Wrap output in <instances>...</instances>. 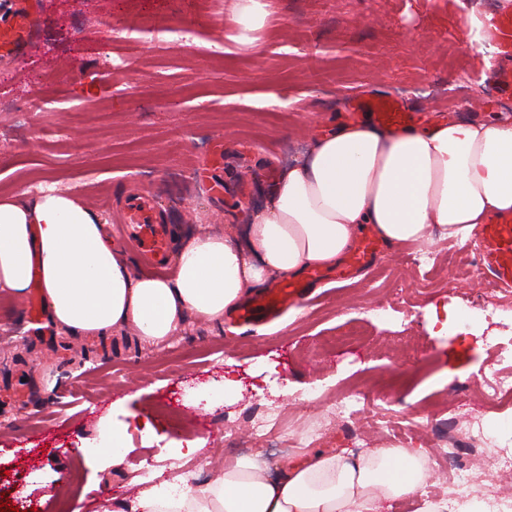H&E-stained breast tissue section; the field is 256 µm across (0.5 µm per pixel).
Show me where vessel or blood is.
I'll return each instance as SVG.
<instances>
[{"label": "vessel or blood", "mask_w": 512, "mask_h": 512, "mask_svg": "<svg viewBox=\"0 0 512 512\" xmlns=\"http://www.w3.org/2000/svg\"><path fill=\"white\" fill-rule=\"evenodd\" d=\"M37 2L14 0L10 15L0 20V52L15 54L27 43L34 25ZM357 106L380 127L399 129L412 125L415 120L413 112L391 97L363 98L358 100ZM113 231L128 241L145 268L157 273L164 271V246L171 230L159 223L149 205L137 201L131 203L127 210L114 214ZM385 249L384 242L375 234L366 235L345 258L343 274L352 275L372 266ZM476 250L484 274L494 277L500 283L512 284L511 215L499 216L481 225ZM307 293L306 283L283 281L242 306L237 313L238 321L246 327L269 324L288 309L300 306Z\"/></svg>", "instance_id": "obj_1"}]
</instances>
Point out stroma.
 Here are the masks:
<instances>
[{"mask_svg":"<svg viewBox=\"0 0 512 512\" xmlns=\"http://www.w3.org/2000/svg\"><path fill=\"white\" fill-rule=\"evenodd\" d=\"M269 4L244 44L224 28L234 0H39L24 53L0 56V191L56 182L107 221L137 191L178 237L240 233L318 133L345 123L354 98H396L422 122L463 101L475 118L488 104L512 110L500 84L512 60L492 35L469 43L473 23L489 27L512 0ZM109 18L124 30L103 27ZM33 92L45 112H25ZM423 250L437 256L428 273L413 263ZM478 267L473 243L437 236L388 249L361 279L314 285L301 317L259 331L192 319L159 345L129 331H40L25 300L0 295V494L22 512L129 503L145 488L143 466L169 467L175 444L197 439L199 484L245 453L275 474L306 450L419 443L433 453L430 498L446 496L433 422L456 416L512 443V403L478 391L499 368L485 336L512 349V324L477 317L450 321L444 336L429 329L432 307L484 303L495 282ZM377 304L387 317L368 319ZM228 377L238 393H224ZM317 381L368 392L370 411L388 419L384 434L358 441L336 426L330 400H309ZM257 407L276 412L297 446L225 447L215 416L243 429ZM135 416L150 430L125 439L121 467L99 469L88 450L101 427Z\"/></svg>","mask_w":512,"mask_h":512,"instance_id":"obj_1","label":"stroma"}]
</instances>
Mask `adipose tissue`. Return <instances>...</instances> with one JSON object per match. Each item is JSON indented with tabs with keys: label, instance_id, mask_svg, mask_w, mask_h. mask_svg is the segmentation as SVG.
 <instances>
[{
	"label": "adipose tissue",
	"instance_id": "obj_1",
	"mask_svg": "<svg viewBox=\"0 0 512 512\" xmlns=\"http://www.w3.org/2000/svg\"><path fill=\"white\" fill-rule=\"evenodd\" d=\"M444 117L424 126L345 124L317 137L289 166L243 235L198 234L180 243L169 277L132 273L105 222L58 184L31 196L0 193V293L39 285L50 324L70 336L132 329L147 342L176 334L188 316L223 323L267 276L331 267L372 228L390 245L430 240L433 228L466 243L481 224L512 212V120ZM423 445L319 451L269 476L256 456L226 461L211 481L181 475L142 492L140 512H384L430 500Z\"/></svg>",
	"mask_w": 512,
	"mask_h": 512
}]
</instances>
